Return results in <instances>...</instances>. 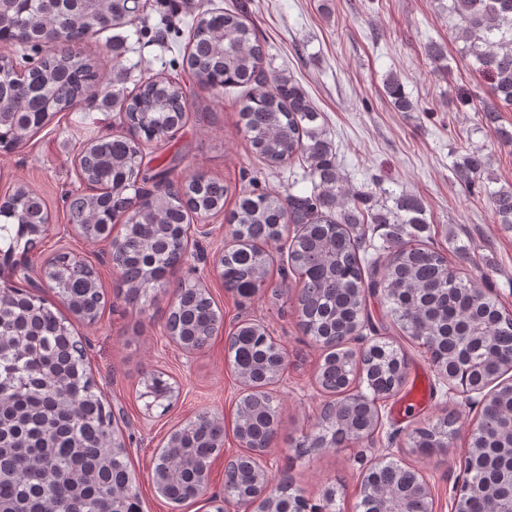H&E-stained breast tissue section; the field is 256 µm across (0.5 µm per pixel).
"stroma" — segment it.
<instances>
[{
	"label": "stroma",
	"mask_w": 512,
	"mask_h": 512,
	"mask_svg": "<svg viewBox=\"0 0 512 512\" xmlns=\"http://www.w3.org/2000/svg\"><path fill=\"white\" fill-rule=\"evenodd\" d=\"M448 0H146L144 31L126 27L121 83L131 92L152 76L188 80L185 57L190 26L209 9L244 7L247 22L266 44L270 67L289 72L320 112L336 150V163L349 188L372 193L375 201L404 192L420 197L430 226L428 245L448 259L464 278L484 277L500 303L512 310V229L499 224L486 198L469 194L451 170L463 149L478 146L492 156L491 173L499 184H512V151L500 149L493 131L477 128L471 107L460 98L487 89L473 76L457 38L458 19L449 17ZM164 36H157L161 23ZM446 48L447 66L439 69L425 56L428 43ZM397 74L416 103L412 112L394 111L383 90L388 74ZM237 93L215 96L192 85L183 126L144 152L154 166H170L171 178L183 180L201 172L224 182L229 192L225 211L233 210L241 191L293 193L311 191L306 167H267L252 149L239 122ZM120 116L102 97L56 114L38 136L12 152H0V196L16 187L33 190L45 203L52 222L39 246L25 261L41 270L60 249L92 265L107 304L88 324L70 318V328L87 350L91 373L119 424L142 502L143 512H214L208 497L180 506L159 496L153 486V462L169 434L208 411L224 419V447L209 465L211 494L224 492V459L240 454L234 431L236 402L244 386L231 370L226 334L238 323L259 321L285 355V368L270 387L278 400V433L262 459L268 475L287 477L294 492L319 500L333 493L336 512H362L361 482L379 457L389 456L414 469L432 491V512H454L456 490L463 481L462 459L479 411L431 396L420 410L400 411L412 393L439 383L427 352L418 342L390 329L388 342L403 346L407 382L379 403L381 414L373 440L336 448L297 451L313 434L329 395L317 383L323 349L298 324L299 276L289 269L282 242L291 241L286 227L282 242L266 247L271 260L268 279L277 296L240 299L224 287L216 267L222 248L231 244L230 228L219 213L208 217V237L199 239L197 257L173 270L168 286L156 291L150 305L138 307L112 297L117 272L108 242L68 233L66 194L79 186L74 158L87 139L121 131ZM470 247L461 256V244ZM201 282L224 315V330L194 355L166 336L165 321L175 299L174 287ZM169 377L178 391L168 411L150 407L144 381L154 373ZM458 417L450 445L424 454L412 448L413 429L435 423L446 414Z\"/></svg>",
	"instance_id": "stroma-1"
}]
</instances>
